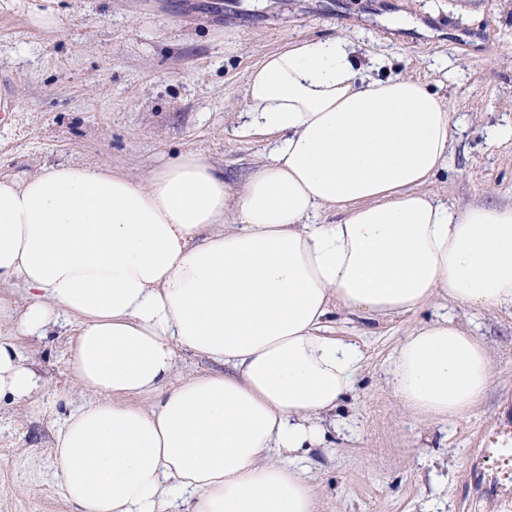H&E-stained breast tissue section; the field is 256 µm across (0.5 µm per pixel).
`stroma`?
<instances>
[{
    "label": "stroma",
    "mask_w": 512,
    "mask_h": 512,
    "mask_svg": "<svg viewBox=\"0 0 512 512\" xmlns=\"http://www.w3.org/2000/svg\"><path fill=\"white\" fill-rule=\"evenodd\" d=\"M53 11L55 29L33 14ZM347 35L362 70L424 81L454 110L447 164L429 186L455 207L512 206V0H0V174L16 179L57 163L105 164L133 177L186 152L203 155L231 186L263 153L235 120L245 74L300 37ZM449 313L492 359L484 400L453 421L405 410L386 381L397 345L415 325ZM338 336L364 353L336 415L349 436L307 456L316 512H502L474 482L484 429L512 420V309H470L437 299L379 322L343 314ZM72 326L12 342L42 378L36 405L0 400V512H72L53 446L87 399L66 355Z\"/></svg>",
    "instance_id": "35a3bbf8"
}]
</instances>
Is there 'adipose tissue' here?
<instances>
[{
  "label": "adipose tissue",
  "mask_w": 512,
  "mask_h": 512,
  "mask_svg": "<svg viewBox=\"0 0 512 512\" xmlns=\"http://www.w3.org/2000/svg\"><path fill=\"white\" fill-rule=\"evenodd\" d=\"M352 52L345 36L306 37L249 69L235 133L270 148L240 187L194 152L142 178L64 163L0 176V284L25 296L0 297V331L70 319L68 368L93 395L55 440L73 512H315L297 462L326 447L364 362L337 312L512 308V207H450L427 189L450 104L406 75H360ZM181 350L214 370L175 379ZM491 370L479 336L442 315L403 337L388 384L450 421ZM41 388L0 340V397Z\"/></svg>",
  "instance_id": "ef3b65f1"
}]
</instances>
